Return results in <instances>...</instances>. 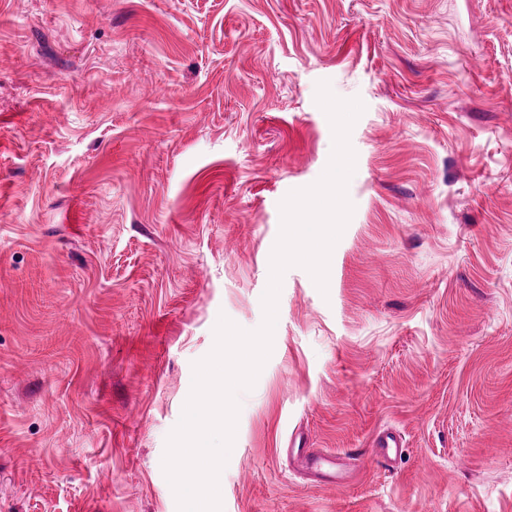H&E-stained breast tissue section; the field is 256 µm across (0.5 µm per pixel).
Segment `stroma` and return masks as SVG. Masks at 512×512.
I'll use <instances>...</instances> for the list:
<instances>
[{"mask_svg": "<svg viewBox=\"0 0 512 512\" xmlns=\"http://www.w3.org/2000/svg\"><path fill=\"white\" fill-rule=\"evenodd\" d=\"M322 81L365 106L354 211L326 291L283 275L222 512H512V0H0V512H178L167 437L219 316L263 321ZM401 455L399 438L390 432L378 435L371 454L372 462L382 468H389ZM288 455L300 468L310 473L319 474L323 469L336 465V456L314 453L308 448H288Z\"/></svg>", "mask_w": 512, "mask_h": 512, "instance_id": "obj_1", "label": "stroma"}]
</instances>
